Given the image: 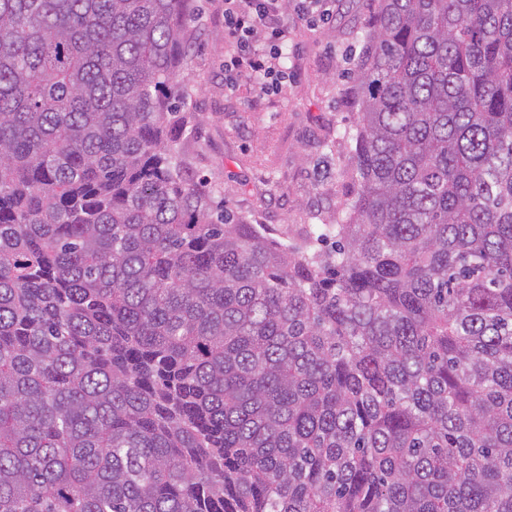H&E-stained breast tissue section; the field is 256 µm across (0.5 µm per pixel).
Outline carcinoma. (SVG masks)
Wrapping results in <instances>:
<instances>
[{"instance_id": "carcinoma-1", "label": "carcinoma", "mask_w": 512, "mask_h": 512, "mask_svg": "<svg viewBox=\"0 0 512 512\" xmlns=\"http://www.w3.org/2000/svg\"><path fill=\"white\" fill-rule=\"evenodd\" d=\"M190 0H0V512H512V0H379L356 191L195 176Z\"/></svg>"}]
</instances>
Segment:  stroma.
Wrapping results in <instances>:
<instances>
[{
  "mask_svg": "<svg viewBox=\"0 0 512 512\" xmlns=\"http://www.w3.org/2000/svg\"><path fill=\"white\" fill-rule=\"evenodd\" d=\"M327 22L286 10L281 93L262 95L230 70L224 0H191L190 46L177 77L183 111L196 121L184 135L198 177L219 191L237 216L298 240L304 224L334 221L352 185L343 175L346 148L338 130L355 126L347 72L358 59L377 0H335Z\"/></svg>",
  "mask_w": 512,
  "mask_h": 512,
  "instance_id": "obj_1",
  "label": "stroma"
}]
</instances>
